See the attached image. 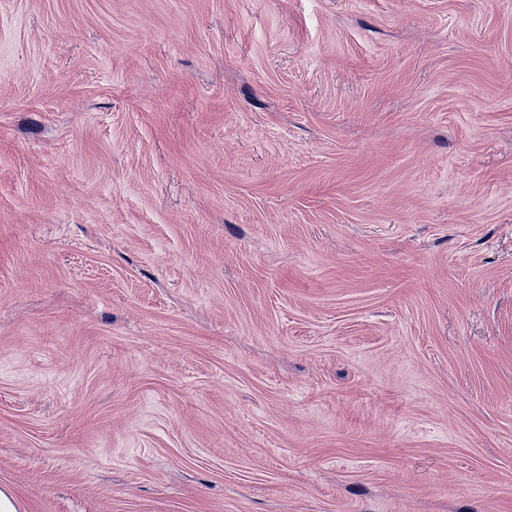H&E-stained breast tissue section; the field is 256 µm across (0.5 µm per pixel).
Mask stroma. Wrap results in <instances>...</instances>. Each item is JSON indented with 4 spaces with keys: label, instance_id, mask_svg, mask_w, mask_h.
Masks as SVG:
<instances>
[{
    "label": "stroma",
    "instance_id": "stroma-1",
    "mask_svg": "<svg viewBox=\"0 0 512 512\" xmlns=\"http://www.w3.org/2000/svg\"><path fill=\"white\" fill-rule=\"evenodd\" d=\"M19 512H512V0H0Z\"/></svg>",
    "mask_w": 512,
    "mask_h": 512
}]
</instances>
